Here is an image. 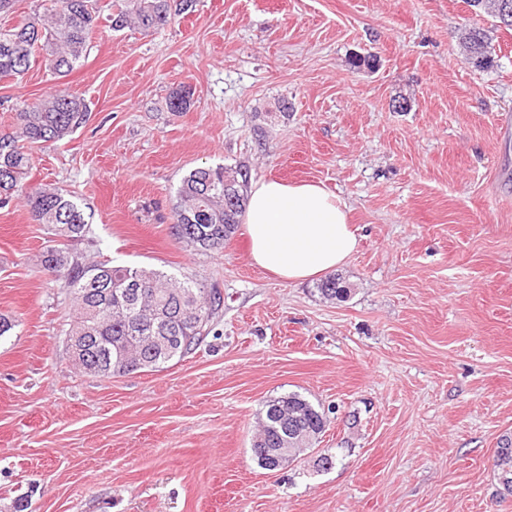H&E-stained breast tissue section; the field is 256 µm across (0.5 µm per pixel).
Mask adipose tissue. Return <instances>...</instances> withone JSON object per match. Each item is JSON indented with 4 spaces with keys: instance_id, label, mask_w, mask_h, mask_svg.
<instances>
[{
    "instance_id": "ef3b65f1",
    "label": "adipose tissue",
    "mask_w": 512,
    "mask_h": 512,
    "mask_svg": "<svg viewBox=\"0 0 512 512\" xmlns=\"http://www.w3.org/2000/svg\"><path fill=\"white\" fill-rule=\"evenodd\" d=\"M349 212L345 200L319 183L254 182L245 208L250 258L285 283L336 271L359 244Z\"/></svg>"
}]
</instances>
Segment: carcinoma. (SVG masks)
Instances as JSON below:
<instances>
[{
  "instance_id": "cac0c4a2",
  "label": "carcinoma",
  "mask_w": 512,
  "mask_h": 512,
  "mask_svg": "<svg viewBox=\"0 0 512 512\" xmlns=\"http://www.w3.org/2000/svg\"><path fill=\"white\" fill-rule=\"evenodd\" d=\"M193 0H127L109 17L115 30L127 25L155 29L169 24L192 6ZM474 12L498 18L500 0H467ZM98 0H58L26 22L0 28V77L23 75L38 61L65 77L86 56L98 26ZM462 44L478 67L491 65L488 31L474 38L471 26L462 31ZM88 115L85 100L70 93H55L15 112L14 131L0 135V205L24 192L31 219L46 227L57 244L42 254L41 265L65 279L77 302V314L67 333L85 328L98 337L111 355L112 375L158 371L175 358L189 354L208 335L211 323L224 307V295L188 277L178 279L163 271L106 263L87 265L69 251V243L84 237L88 221L74 196L50 185L25 189L31 156L24 144L59 141L79 128ZM231 183L240 204L224 210V185ZM248 171L243 167L195 168L181 181L173 211V234L197 251H221L236 233L247 200ZM100 288H110L104 296ZM328 299L344 298L350 288L343 279L328 276L317 285ZM169 318L174 342L155 349L137 337L155 335L156 313ZM328 418L298 393L268 400L259 418V433L252 444L258 464L268 468L266 449L286 448L280 466L291 464L303 448L325 432ZM494 468L499 483L512 493V437L500 440Z\"/></svg>"
}]
</instances>
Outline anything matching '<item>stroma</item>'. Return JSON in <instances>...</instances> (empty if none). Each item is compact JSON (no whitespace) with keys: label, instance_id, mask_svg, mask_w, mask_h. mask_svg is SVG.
<instances>
[{"label":"stroma","instance_id":"35a3bbf8","mask_svg":"<svg viewBox=\"0 0 512 512\" xmlns=\"http://www.w3.org/2000/svg\"><path fill=\"white\" fill-rule=\"evenodd\" d=\"M124 4L101 0L69 75L0 79V133L22 103L83 97L85 125L30 147L27 186L83 205V263L187 276L224 307L163 370L87 375L72 295L40 262L51 235L22 199L0 207V512H512L492 466L512 435V29L467 0H195L111 29ZM466 22L492 66L462 49ZM219 165L348 203L347 298L255 266L244 229L219 252L174 236L182 178ZM288 392L329 423L271 472L252 443Z\"/></svg>","mask_w":512,"mask_h":512}]
</instances>
